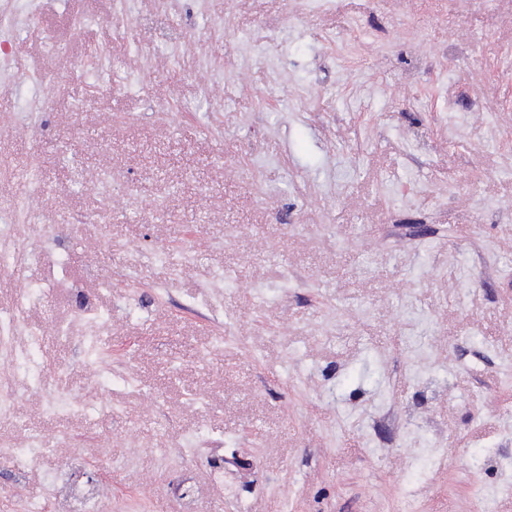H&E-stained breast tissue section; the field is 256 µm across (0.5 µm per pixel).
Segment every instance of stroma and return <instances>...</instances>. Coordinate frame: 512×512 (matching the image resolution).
<instances>
[{"label":"stroma","instance_id":"stroma-1","mask_svg":"<svg viewBox=\"0 0 512 512\" xmlns=\"http://www.w3.org/2000/svg\"><path fill=\"white\" fill-rule=\"evenodd\" d=\"M3 45L0 512L73 456L106 512H512V0H0Z\"/></svg>","mask_w":512,"mask_h":512}]
</instances>
